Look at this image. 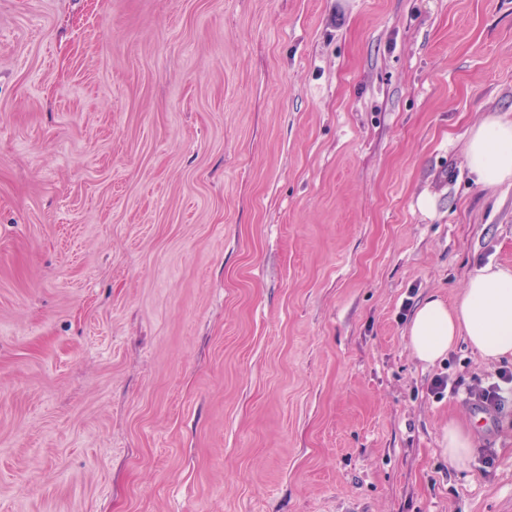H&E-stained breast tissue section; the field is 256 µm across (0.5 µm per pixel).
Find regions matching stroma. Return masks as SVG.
<instances>
[{
    "label": "stroma",
    "instance_id": "stroma-1",
    "mask_svg": "<svg viewBox=\"0 0 512 512\" xmlns=\"http://www.w3.org/2000/svg\"><path fill=\"white\" fill-rule=\"evenodd\" d=\"M512 0H0V512H512V398L404 304L512 269ZM466 166L476 184L490 188L512 180V120L489 116L470 132ZM492 382L483 385L481 382L467 388L469 402L475 407L499 410L504 402L505 394L512 393V371L502 370L491 375ZM472 430L458 422L448 423V462L458 468L463 467L469 459L472 447Z\"/></svg>",
    "mask_w": 512,
    "mask_h": 512
}]
</instances>
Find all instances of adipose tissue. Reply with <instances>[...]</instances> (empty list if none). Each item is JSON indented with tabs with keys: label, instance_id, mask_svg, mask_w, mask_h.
<instances>
[{
	"label": "adipose tissue",
	"instance_id": "obj_1",
	"mask_svg": "<svg viewBox=\"0 0 512 512\" xmlns=\"http://www.w3.org/2000/svg\"><path fill=\"white\" fill-rule=\"evenodd\" d=\"M465 160L482 187L512 180V120L490 116L476 125ZM461 338L486 360L512 359V272L494 263L477 268L454 303L429 297L408 326V346L426 364L442 359Z\"/></svg>",
	"mask_w": 512,
	"mask_h": 512
}]
</instances>
